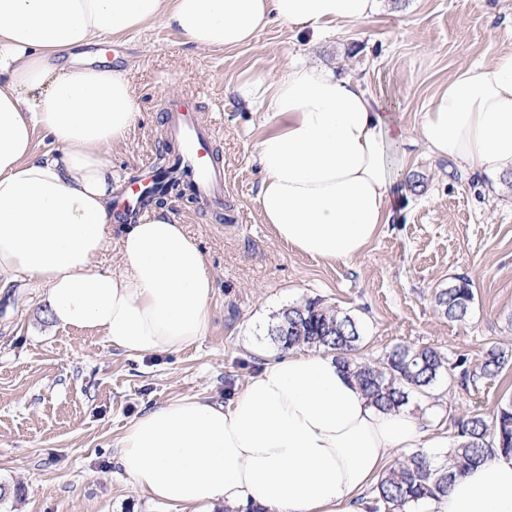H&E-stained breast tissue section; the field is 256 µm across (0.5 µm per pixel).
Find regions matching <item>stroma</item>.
<instances>
[{
	"label": "stroma",
	"instance_id": "1",
	"mask_svg": "<svg viewBox=\"0 0 512 512\" xmlns=\"http://www.w3.org/2000/svg\"><path fill=\"white\" fill-rule=\"evenodd\" d=\"M512 51V0H380L372 17L322 37L272 24L247 44L204 50L154 22L109 44L90 43L79 61L125 71L139 116L107 157L121 182L144 161L166 163L163 116L170 100L198 95L224 158V205L179 198L167 209L204 250L216 281L207 336L168 354L133 356L94 333L63 328L43 292L0 288V485L21 487L0 512H182L133 488L110 460L126 427L188 396L228 405L266 357L280 356L267 330L282 308L318 297L361 327L366 362L394 346L433 347L480 365L490 347L509 357L496 375L462 386L442 381L409 410L440 420L490 415L512 402V171L471 174L435 156L417 131L436 93L459 69ZM297 60L363 82L388 105L408 141L393 145L399 206L364 253L325 263L279 242L257 203L255 145L269 112L233 91L247 77L275 79ZM465 277L475 299L466 321L448 319L434 292Z\"/></svg>",
	"mask_w": 512,
	"mask_h": 512
}]
</instances>
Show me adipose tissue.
I'll return each instance as SVG.
<instances>
[{
    "label": "adipose tissue",
    "instance_id": "adipose-tissue-1",
    "mask_svg": "<svg viewBox=\"0 0 512 512\" xmlns=\"http://www.w3.org/2000/svg\"><path fill=\"white\" fill-rule=\"evenodd\" d=\"M378 0H0V276L47 292L53 320L135 355L207 335L215 281L204 251L160 208L129 225L121 265L100 268L119 187L105 151L139 112L119 71L54 57L160 21L202 49H231L272 22L321 35L376 13ZM276 125L255 147L264 223L316 260L363 254L396 206L388 151L402 130L360 82L288 65L235 87ZM57 144L36 155L34 135ZM434 155L471 171L512 170V52L460 70L419 127ZM442 441L414 414L372 404L334 356L265 363L229 406L193 396L147 411L117 465L151 498L206 512H375L373 488L412 448ZM410 512H512V454L458 476Z\"/></svg>",
    "mask_w": 512,
    "mask_h": 512
}]
</instances>
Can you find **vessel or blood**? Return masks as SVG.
<instances>
[{
	"mask_svg": "<svg viewBox=\"0 0 512 512\" xmlns=\"http://www.w3.org/2000/svg\"><path fill=\"white\" fill-rule=\"evenodd\" d=\"M164 127L168 138L177 145L172 160L190 189L206 204L223 205L224 162L213 150L214 128L198 117L193 101L185 96L172 99ZM156 175L152 163L143 165L141 178L128 186V194L119 207L121 213L133 215L140 211V199Z\"/></svg>",
	"mask_w": 512,
	"mask_h": 512,
	"instance_id": "1",
	"label": "vessel or blood"
}]
</instances>
